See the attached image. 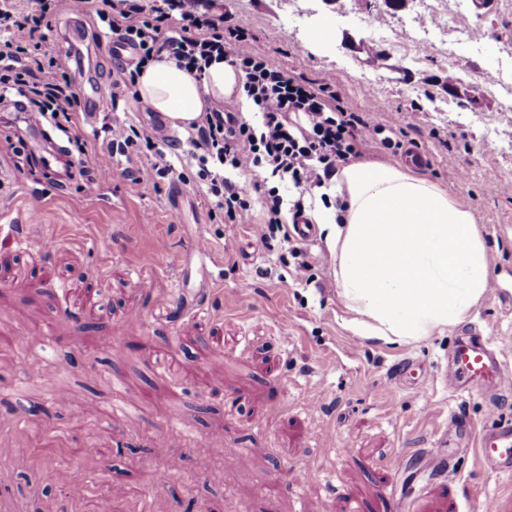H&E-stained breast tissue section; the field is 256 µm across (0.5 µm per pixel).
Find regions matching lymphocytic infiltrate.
<instances>
[{
  "label": "lymphocytic infiltrate",
  "instance_id": "lymphocytic-infiltrate-1",
  "mask_svg": "<svg viewBox=\"0 0 512 512\" xmlns=\"http://www.w3.org/2000/svg\"><path fill=\"white\" fill-rule=\"evenodd\" d=\"M58 0H37L33 12L0 9V99L17 93L32 120L49 121L70 132L80 100L71 78L72 56L50 45L52 17ZM104 36L132 47L135 69L112 84L113 99L136 85L139 67L161 54L180 66L203 71L212 60L225 59L243 76V88L261 120L252 124L231 112L210 109L192 122L187 143L197 163L195 179L211 204L209 214L225 224L253 225L260 237L304 218L305 191L323 185L365 148L402 149V128L369 122L365 113L347 111L336 94V80L305 83L288 75L271 55L259 50L252 36L223 18L189 10L184 0H101ZM108 148L126 154L147 149L163 156L154 130L113 123L103 128ZM250 171L248 183L232 171ZM302 194L285 203L280 182Z\"/></svg>",
  "mask_w": 512,
  "mask_h": 512
}]
</instances>
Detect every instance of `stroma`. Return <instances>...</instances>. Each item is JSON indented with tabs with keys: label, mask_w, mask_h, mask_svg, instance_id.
Masks as SVG:
<instances>
[{
	"label": "stroma",
	"mask_w": 512,
	"mask_h": 512,
	"mask_svg": "<svg viewBox=\"0 0 512 512\" xmlns=\"http://www.w3.org/2000/svg\"><path fill=\"white\" fill-rule=\"evenodd\" d=\"M246 28L288 72L335 77L347 109L404 127L423 156L415 173L445 185L476 214L488 247V290L444 335L402 346L353 336L322 238L298 280L282 234L210 219L192 185L157 177L147 151L115 155L89 196L59 180L41 147L25 144V97L0 102V487L15 512H473L498 498L512 512V479L488 482L474 448L439 454L456 412L475 427L512 422V389L448 390V354L465 332L505 344L512 368V102L487 75L512 62V0H207ZM99 0H61L53 26L72 53L85 136L118 120L155 127L159 113L111 104L120 68L97 33ZM457 13L473 37L456 58L438 26ZM334 38L309 40L323 25ZM427 29L431 45L407 49ZM151 217L153 234L141 232ZM206 225L210 256L190 251ZM201 302L165 306L179 288ZM36 329L53 342L14 346ZM150 405L117 411L115 388ZM159 438L171 445L155 456ZM406 458L398 472L382 459ZM326 461L319 481L300 470ZM79 469L82 498L58 482Z\"/></svg>",
	"instance_id": "1"
}]
</instances>
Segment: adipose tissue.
Returning a JSON list of instances; mask_svg holds the SVG:
<instances>
[{
    "label": "adipose tissue",
    "mask_w": 512,
    "mask_h": 512,
    "mask_svg": "<svg viewBox=\"0 0 512 512\" xmlns=\"http://www.w3.org/2000/svg\"><path fill=\"white\" fill-rule=\"evenodd\" d=\"M242 85V73L225 61L199 79L165 56L136 80L139 97L180 130L228 98L253 111ZM323 192L345 203L339 211L316 205L313 217L336 262L349 330L408 344L470 316L490 286L488 252L473 213L447 188L396 162L359 161Z\"/></svg>",
    "instance_id": "adipose-tissue-1"
}]
</instances>
